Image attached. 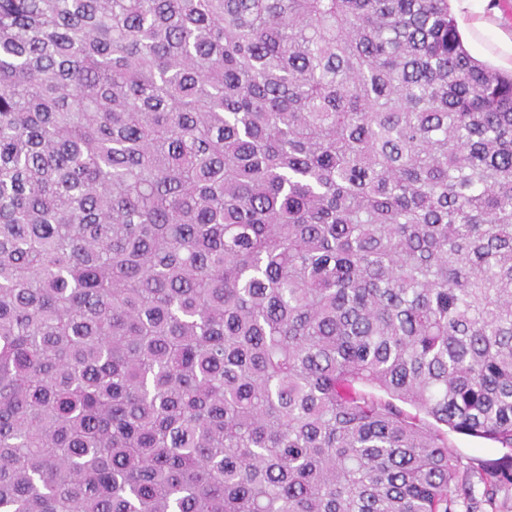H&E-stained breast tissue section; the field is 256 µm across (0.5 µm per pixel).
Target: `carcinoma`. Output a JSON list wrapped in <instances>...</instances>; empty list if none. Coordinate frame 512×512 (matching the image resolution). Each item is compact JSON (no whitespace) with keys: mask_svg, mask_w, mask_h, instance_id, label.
<instances>
[{"mask_svg":"<svg viewBox=\"0 0 512 512\" xmlns=\"http://www.w3.org/2000/svg\"><path fill=\"white\" fill-rule=\"evenodd\" d=\"M450 432L512 449L448 0H0V512H456Z\"/></svg>","mask_w":512,"mask_h":512,"instance_id":"1","label":"carcinoma"}]
</instances>
